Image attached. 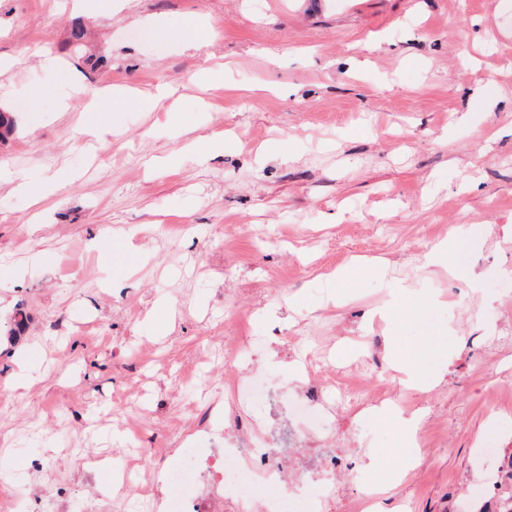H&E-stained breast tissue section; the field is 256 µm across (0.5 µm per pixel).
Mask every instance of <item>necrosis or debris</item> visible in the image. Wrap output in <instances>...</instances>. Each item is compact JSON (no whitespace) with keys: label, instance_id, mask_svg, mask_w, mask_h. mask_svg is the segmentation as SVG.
Returning a JSON list of instances; mask_svg holds the SVG:
<instances>
[{"label":"necrosis or debris","instance_id":"1","mask_svg":"<svg viewBox=\"0 0 512 512\" xmlns=\"http://www.w3.org/2000/svg\"><path fill=\"white\" fill-rule=\"evenodd\" d=\"M262 343V337L247 336L228 345L245 369L225 374L235 408L236 428L224 438L222 479L242 485L277 512H287L290 496L301 487L307 488L310 498L318 500L321 506H328L339 477L351 468L350 455L330 448L327 439L308 437L305 422L317 408L345 411L356 398L358 376L341 367L327 368L325 355L311 350L303 359L305 370L310 373L326 367V384L303 383L296 397H275L254 365ZM306 439L311 440L312 446L300 457L294 471L273 467L277 449L296 447ZM206 460L202 449H193L188 463L169 473L168 480L177 490L172 512H220L214 496L197 484Z\"/></svg>","mask_w":512,"mask_h":512}]
</instances>
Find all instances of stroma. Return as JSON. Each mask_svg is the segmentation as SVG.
Instances as JSON below:
<instances>
[{
  "label": "stroma",
  "instance_id": "stroma-1",
  "mask_svg": "<svg viewBox=\"0 0 512 512\" xmlns=\"http://www.w3.org/2000/svg\"><path fill=\"white\" fill-rule=\"evenodd\" d=\"M95 3L0 0V111L16 120L0 143V512L20 496L35 512H154L174 496L158 474L224 397L225 344L254 333L283 391L304 350L331 342L344 363L377 337L359 399L384 380L428 421L434 445L416 452L370 412L311 420L339 450L357 428L373 438L331 512H369L364 479L386 512L491 495L512 453V0ZM154 23L192 40L149 37ZM485 86L495 105L475 99ZM60 170L75 180L17 188ZM469 224L493 231L463 268L420 271ZM353 257L387 271L333 285ZM422 336L448 339L425 392L387 354ZM24 358L41 368L22 380Z\"/></svg>",
  "mask_w": 512,
  "mask_h": 512
}]
</instances>
